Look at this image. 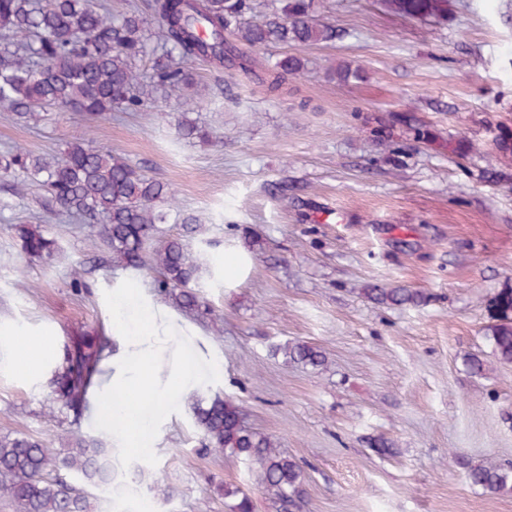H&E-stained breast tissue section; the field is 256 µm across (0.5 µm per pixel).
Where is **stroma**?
Returning <instances> with one entry per match:
<instances>
[{"instance_id":"obj_1","label":"stroma","mask_w":512,"mask_h":512,"mask_svg":"<svg viewBox=\"0 0 512 512\" xmlns=\"http://www.w3.org/2000/svg\"><path fill=\"white\" fill-rule=\"evenodd\" d=\"M420 14L398 0H315L335 39L240 55L270 67L302 66L280 89L228 65L191 67L184 96L211 132L178 137L175 98L137 112L89 119L55 111L30 128L0 106V155L21 146L55 155L84 138L141 167L175 191V220L209 260L203 291L214 321L178 311L144 270H96L109 258L91 228L43 208L41 190L16 195L0 179V433L25 432L61 448L96 435L97 397L129 352L104 301L134 280L158 325L215 359V389L248 410V424L278 438L305 475L302 512H512V493L474 485L467 463L512 466V364L487 338L488 299L512 287V181L479 178L484 161L449 157L448 137L491 142L512 119V0H430ZM343 64L360 79L341 81ZM197 217L186 233L179 215ZM38 224L66 256H25L15 227ZM240 263L224 274V257ZM86 283L71 286L70 262ZM426 294L416 307L367 299L371 285ZM51 336L42 372L17 367L12 334ZM106 338L93 385L78 411L49 413L55 364L70 337ZM305 341L323 350L317 371L272 353ZM483 359L475 374L466 356ZM187 387L153 442L158 462L137 470L113 461L115 491L97 512H225L219 484L245 489L255 512H274L254 471L206 451ZM386 440L392 454L376 444ZM161 480L169 499L152 488Z\"/></svg>"}]
</instances>
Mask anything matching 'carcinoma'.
I'll return each instance as SVG.
<instances>
[{"instance_id":"cac0c4a2","label":"carcinoma","mask_w":512,"mask_h":512,"mask_svg":"<svg viewBox=\"0 0 512 512\" xmlns=\"http://www.w3.org/2000/svg\"><path fill=\"white\" fill-rule=\"evenodd\" d=\"M151 19L139 8L112 16L98 0H0V103L25 122L40 123L50 111L85 112L104 118L121 108L137 111L158 89L189 84V65L206 60L216 65L232 55L225 33L253 47L284 44L307 47L333 37L331 27L315 15L313 0H286L265 21L245 22L250 0H152ZM162 52L153 71L144 75L136 61ZM301 65L288 57L271 69L270 87ZM177 133L183 139L210 138L209 130L182 116ZM490 152L467 138L448 141L457 157L480 155L486 166L480 178L512 179V128L496 127ZM0 177L13 182L16 193L32 184L47 196L43 207L67 214L97 232L112 252V264L146 268L155 273L153 288L182 311L210 315L202 294L201 258L181 235L148 241L169 223L173 193L110 150L84 139L67 143L58 155L33 154L16 147L0 156ZM23 253L48 262L62 257L55 239L39 224H17ZM380 305H417L425 297L407 288L367 289ZM494 324L488 339L495 357L512 363V288L498 290L488 301ZM101 339L81 337L67 349L54 370L49 410L76 409L92 383ZM274 354L309 366L326 367V356L305 342L272 347ZM192 418L203 448L239 459L259 473L276 512H301L305 494L302 467L280 450L278 439L247 426L244 408L216 393L198 397ZM472 483L492 492H512V469L487 464L470 467ZM112 487V447L103 438L73 433L59 454L42 438L23 432L0 434V497L14 512H95L88 488ZM225 512H253L251 497L226 483Z\"/></svg>"}]
</instances>
